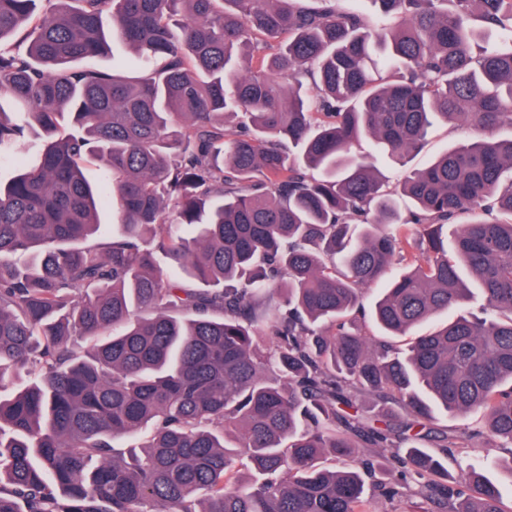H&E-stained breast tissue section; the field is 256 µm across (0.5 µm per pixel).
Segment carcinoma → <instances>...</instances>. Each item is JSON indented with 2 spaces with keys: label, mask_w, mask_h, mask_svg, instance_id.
Here are the masks:
<instances>
[{
  "label": "carcinoma",
  "mask_w": 512,
  "mask_h": 512,
  "mask_svg": "<svg viewBox=\"0 0 512 512\" xmlns=\"http://www.w3.org/2000/svg\"><path fill=\"white\" fill-rule=\"evenodd\" d=\"M372 2L0 0V164L33 147L0 182V512H505L512 459L446 462L512 448V0ZM112 36L129 73L93 66ZM438 118L484 137L393 189L355 152ZM498 457L506 463L510 457L507 449L496 448L492 444L483 441H475L468 448H456L454 457L448 458V468L451 472L457 473L460 467L465 468L468 465H478L486 458ZM429 506L419 496H408L393 502L376 497L372 501V512H423Z\"/></svg>",
  "instance_id": "obj_1"
}]
</instances>
